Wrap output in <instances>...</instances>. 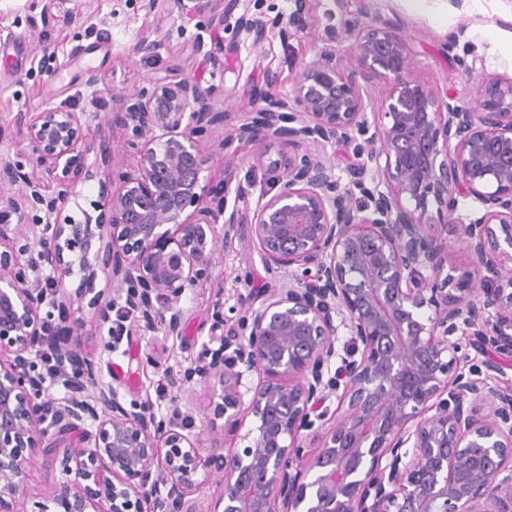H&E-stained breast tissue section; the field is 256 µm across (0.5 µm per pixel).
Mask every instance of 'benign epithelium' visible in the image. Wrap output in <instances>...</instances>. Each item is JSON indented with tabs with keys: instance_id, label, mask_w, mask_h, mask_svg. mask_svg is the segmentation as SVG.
<instances>
[{
	"instance_id": "1",
	"label": "benign epithelium",
	"mask_w": 512,
	"mask_h": 512,
	"mask_svg": "<svg viewBox=\"0 0 512 512\" xmlns=\"http://www.w3.org/2000/svg\"><path fill=\"white\" fill-rule=\"evenodd\" d=\"M293 2L287 25L244 16L240 29L256 41L270 24L298 37L297 20L320 0ZM334 4L336 34L293 62L291 92L269 95L224 137L229 163L237 141L288 136L284 162L252 155L276 193L251 215L203 183L201 138L225 114L190 77L120 100L98 91L94 112H40L28 151L0 158V512H16L51 448L64 449L71 476L53 491L58 512L102 502L97 512H188L201 469L221 477L223 512H512V382L488 406L483 371L501 364L456 371L464 336L512 358V76L462 59L477 93L442 95L413 77L398 28ZM367 75L393 81L379 119L367 115ZM114 117L136 163L112 178L107 209L50 222L95 177L88 155L112 154L88 140L89 120ZM332 141L357 157L341 176L324 151ZM468 200L479 210L462 215ZM240 224L282 286L169 377L176 388L219 381L223 402L202 413L203 427L222 418L235 438L255 418L247 445L214 438L204 456L191 410L125 405L99 383L83 328L89 319L110 336L124 330L127 315L112 316L122 301L141 330L180 334L186 290L243 245ZM455 246L468 264L452 262ZM39 343L37 363L29 350ZM252 372L259 381L246 388ZM47 373L68 388L65 403L47 397ZM86 419L96 431L64 443Z\"/></svg>"
}]
</instances>
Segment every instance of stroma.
<instances>
[{
	"label": "stroma",
	"mask_w": 512,
	"mask_h": 512,
	"mask_svg": "<svg viewBox=\"0 0 512 512\" xmlns=\"http://www.w3.org/2000/svg\"><path fill=\"white\" fill-rule=\"evenodd\" d=\"M332 6V0H321L299 38L285 40L279 28L270 27L256 43L240 33V16L260 14L284 21L292 0H234L217 29L208 15L154 10L149 0H0V125L6 129L0 156L25 148L26 124L36 113L63 102L88 112L94 90L129 94L176 69L210 91L216 110L252 111L264 92L288 93L290 59L313 57L316 37L333 35L338 17ZM374 7L377 15L411 37L417 80L443 91L462 88L464 77L446 44L455 31L461 32L460 43L470 56L483 59L488 71L512 75V0H465L460 10L449 0H374ZM144 38L155 41L153 55L136 53ZM93 73L101 78L96 88L87 84ZM100 132L110 140L114 156L82 189L103 204L113 174L128 171L137 153L128 147L120 122L103 125ZM223 138L220 125L205 136L203 145L213 159L204 176L213 183L227 180L229 204L254 211L267 189L262 170L251 165L257 144L239 142L227 166L220 150ZM278 285L256 248H240L219 257L211 283L187 290L181 335L133 326L106 351L102 344L109 341L107 332L90 322L84 328L83 348L120 402H148L164 413L179 394L170 385V375L192 366L202 345L215 336L212 305L223 301L224 317L233 324L249 304H260L267 290ZM67 480L60 454L48 456L26 476L25 512H55L51 493Z\"/></svg>",
	"instance_id": "stroma-1"
}]
</instances>
